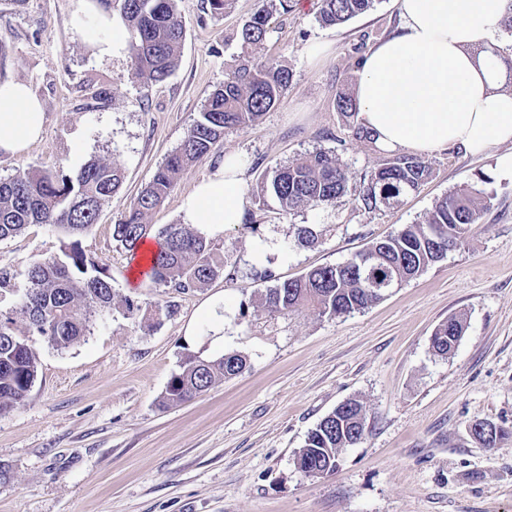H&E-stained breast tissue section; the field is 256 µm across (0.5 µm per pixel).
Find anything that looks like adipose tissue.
I'll list each match as a JSON object with an SVG mask.
<instances>
[{"label":"adipose tissue","instance_id":"1","mask_svg":"<svg viewBox=\"0 0 512 512\" xmlns=\"http://www.w3.org/2000/svg\"><path fill=\"white\" fill-rule=\"evenodd\" d=\"M399 33L378 43L361 62L354 88L358 119L387 152L433 154L451 146L472 153L512 143V92L499 81L505 63L488 47L498 35L507 0H395ZM77 26L93 22L89 41L99 55L127 49L122 21L77 0ZM45 112L21 82L0 84V152L16 154L36 143ZM246 196L237 155L197 184L182 201V223L193 229L241 222Z\"/></svg>","mask_w":512,"mask_h":512}]
</instances>
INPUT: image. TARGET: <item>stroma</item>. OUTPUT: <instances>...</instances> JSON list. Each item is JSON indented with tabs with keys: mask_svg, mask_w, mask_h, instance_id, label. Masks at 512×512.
Listing matches in <instances>:
<instances>
[{
	"mask_svg": "<svg viewBox=\"0 0 512 512\" xmlns=\"http://www.w3.org/2000/svg\"><path fill=\"white\" fill-rule=\"evenodd\" d=\"M259 6L233 0L214 17L208 0H177L185 40L172 75L155 85L135 77L129 54H94L73 21L75 0H0V83L28 84L46 112L41 140L0 155V177L43 170L72 178L92 160L125 173L78 238L115 293L85 341L53 348L28 332L22 310L24 273L59 254L60 232L33 224L0 240V271L12 276L0 313L25 332L39 362L27 399L0 414V512H512V440L487 448L470 433L478 419L512 430V181L495 168L512 143L425 156L431 175L417 191L362 207L368 176L388 154L355 138L336 95L352 91L358 58L396 30L394 0H376L337 28L319 24L320 0L273 7L255 54L288 67L287 91L257 121L225 130L148 218L157 229L179 223L184 196L225 154L241 155L243 221L207 231L223 272L187 293L132 280L112 226L235 65L236 33ZM317 43L326 50L314 58ZM319 148L335 153L349 177L335 206L286 213L272 196L252 199L276 168ZM470 183L491 206L465 243L369 308L329 318L272 314L259 303L271 282L261 271L283 281L344 262L424 222L437 201ZM304 226L314 240H301ZM128 299L155 310L152 328L126 316ZM218 303L220 337L201 313ZM457 314L464 335L451 355L435 356L434 329ZM227 352L246 358L241 375L162 406L186 355ZM350 399L366 409L363 438L341 451L335 472H300L294 461L308 432Z\"/></svg>",
	"mask_w": 512,
	"mask_h": 512,
	"instance_id": "obj_1",
	"label": "stroma"
}]
</instances>
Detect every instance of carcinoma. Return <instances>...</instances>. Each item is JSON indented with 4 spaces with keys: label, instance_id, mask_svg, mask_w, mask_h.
I'll use <instances>...</instances> for the list:
<instances>
[{
    "label": "carcinoma",
    "instance_id": "obj_1",
    "mask_svg": "<svg viewBox=\"0 0 512 512\" xmlns=\"http://www.w3.org/2000/svg\"><path fill=\"white\" fill-rule=\"evenodd\" d=\"M110 11L119 8L129 34L128 53L136 75L151 84L165 82L172 74L185 30L175 9L176 0H96ZM375 0H321L317 20L338 26L371 9ZM271 12L262 5L247 20L239 39L245 48L263 45L270 32ZM291 73L274 60L242 56L224 83L209 96L202 112L187 130L181 144L157 169L129 209L112 225V237L138 258L140 245L157 242L143 272L151 283L185 293L202 288L219 276L223 262L213 246L185 224H168L151 234L147 217L165 200L180 172L207 156L224 136V130L254 122L288 89ZM337 110L352 117L358 113L352 95L336 96ZM421 160L400 155L386 160L371 172L360 197L366 210L388 204L415 191L429 177ZM124 174L114 164L92 160L76 177L51 172H23L0 178V240L13 237L31 224H49L75 236L96 223L99 212L123 184ZM271 192L286 212L299 207L326 208L348 192V177L334 153L306 152L276 169L260 192ZM491 197L475 185L457 189L439 200L425 222L408 224L394 235L373 242L367 250L373 258L365 266L352 262L321 265L286 280L260 294L268 311L291 314L304 307L321 316L337 317L367 308L389 291L420 275L448 252V243L461 245L467 227L478 223ZM27 289L24 310L28 330L48 339L57 349H66L91 331L97 313L112 306V278L72 241L54 255L25 272ZM127 316L152 326L151 310L125 300ZM464 315H452L431 337L435 355H450L465 331ZM246 359L227 353L216 360L196 355L185 357L180 371L166 388L162 404L191 401L217 382L240 374ZM38 375L36 353L11 317L0 313V413L23 402ZM337 416L324 417L307 434L296 456L297 468L310 476L336 470V462L348 441L365 432L366 414L357 400L337 406Z\"/></svg>",
    "mask_w": 512,
    "mask_h": 512
}]
</instances>
